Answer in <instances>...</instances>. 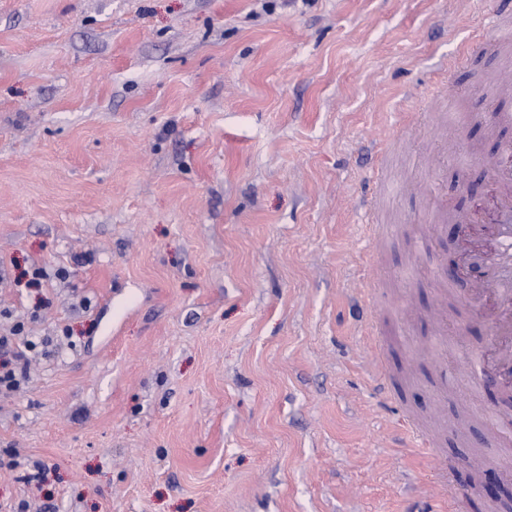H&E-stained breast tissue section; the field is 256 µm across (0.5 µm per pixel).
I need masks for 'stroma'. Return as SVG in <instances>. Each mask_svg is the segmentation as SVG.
Returning <instances> with one entry per match:
<instances>
[{
    "label": "stroma",
    "instance_id": "stroma-1",
    "mask_svg": "<svg viewBox=\"0 0 512 512\" xmlns=\"http://www.w3.org/2000/svg\"><path fill=\"white\" fill-rule=\"evenodd\" d=\"M496 6L0 0V330L56 345L0 393V458L17 461L0 504L442 512L444 458L466 512H512V393L486 383L466 283L440 335L457 236L420 233L439 201L469 209L483 158L512 143L495 122L512 51L457 65L456 105L437 91ZM450 139L461 153L430 167ZM375 164L376 251L355 210ZM404 413L433 456L397 440Z\"/></svg>",
    "mask_w": 512,
    "mask_h": 512
}]
</instances>
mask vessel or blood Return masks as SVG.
<instances>
[{"label": "vessel or blood", "mask_w": 512, "mask_h": 512, "mask_svg": "<svg viewBox=\"0 0 512 512\" xmlns=\"http://www.w3.org/2000/svg\"><path fill=\"white\" fill-rule=\"evenodd\" d=\"M494 43L502 50L512 48V0H501L497 10L476 29L472 40L463 46L462 56ZM492 191V233L489 246L481 248V275L469 281L468 305L483 318L491 331L492 351L488 363L493 371L512 378V144L500 155L486 159ZM376 202L368 200L359 230L369 244H376L380 226L375 222ZM400 436L407 446L433 451L435 442L411 416H404Z\"/></svg>", "instance_id": "1"}]
</instances>
